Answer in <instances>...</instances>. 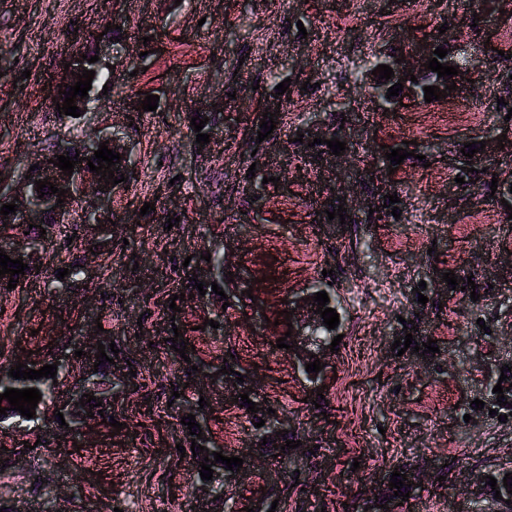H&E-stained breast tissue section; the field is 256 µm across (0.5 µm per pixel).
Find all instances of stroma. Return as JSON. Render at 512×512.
Instances as JSON below:
<instances>
[{
    "label": "stroma",
    "instance_id": "35a3bbf8",
    "mask_svg": "<svg viewBox=\"0 0 512 512\" xmlns=\"http://www.w3.org/2000/svg\"><path fill=\"white\" fill-rule=\"evenodd\" d=\"M111 21L122 28L127 58L84 115H59L51 79L75 43L94 40ZM443 25L451 55L481 60L474 78L493 86L489 112L479 126L425 131L414 149L425 163L390 165L386 148L403 147L436 105L373 111L364 74L391 47L411 50ZM509 25L512 0H428L422 10L415 0H0V171L16 173L52 146L134 119L126 130L131 179L113 203L119 225L79 228L76 240L40 255L38 272L18 288L0 290V365L69 358L56 375L68 392L84 381L75 350L118 349L116 363L99 364L94 375L103 419L60 426V403L50 398L37 421L0 433V506L192 512L199 475L193 456L176 449L189 433L181 419L191 414L248 472L227 499L203 503L205 512H381L376 500L393 497L396 471L419 484L388 512H499L487 479L512 470V390L502 407L493 391L499 378L512 383V213L486 185L512 173V139L498 108L499 99L512 102V63L486 42ZM304 79L314 89L302 90ZM285 80L291 110L258 140L260 107ZM142 91L158 95L156 110L134 109ZM224 94V123L200 152L186 115ZM314 118L336 126L346 144L335 165L301 153L296 136ZM472 141L485 149L468 159L462 148ZM374 172L401 182L397 215L375 226L367 215L384 199ZM339 200L348 222L322 221L320 211ZM147 202L155 209L141 214ZM480 207L496 222L463 226ZM404 236L417 238L415 250H395ZM311 242L316 265L294 267L293 252ZM217 245L232 252L234 279L219 283L227 299L211 291L186 298L188 275ZM75 257L84 269L77 290L56 277ZM328 269L343 336L331 366L308 381L283 349L281 369H271L262 350L288 330L279 320L285 300ZM449 271L456 287L442 279ZM422 281L425 306L416 293ZM176 294L182 301L173 311ZM177 325L193 347L185 359L168 343ZM248 330L261 347L250 357L236 341ZM408 335L436 340V356L392 351ZM231 355L249 372L251 400H267L299 440L289 462L262 454L246 408L236 410L237 440H226L224 385L211 376ZM320 395L322 410L314 406ZM477 399L484 409L474 408ZM110 416L122 430H112ZM352 429L356 448L346 444ZM272 485L280 490L274 500L262 495Z\"/></svg>",
    "mask_w": 512,
    "mask_h": 512
}]
</instances>
